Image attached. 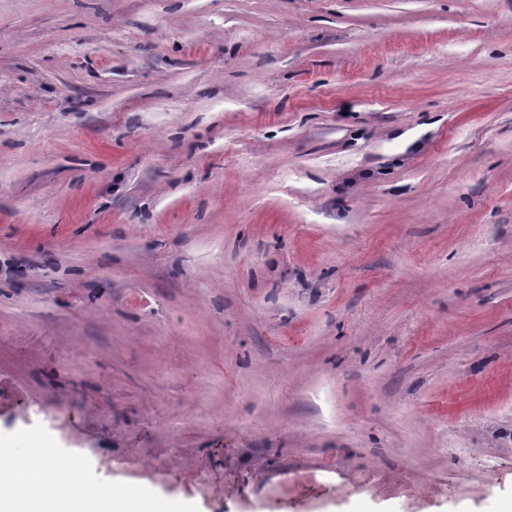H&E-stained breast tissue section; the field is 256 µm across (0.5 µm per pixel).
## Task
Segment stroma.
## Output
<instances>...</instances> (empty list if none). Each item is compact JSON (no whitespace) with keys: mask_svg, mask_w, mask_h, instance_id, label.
Wrapping results in <instances>:
<instances>
[{"mask_svg":"<svg viewBox=\"0 0 512 512\" xmlns=\"http://www.w3.org/2000/svg\"><path fill=\"white\" fill-rule=\"evenodd\" d=\"M184 512L512 501V0H0V438Z\"/></svg>","mask_w":512,"mask_h":512,"instance_id":"obj_1","label":"stroma"}]
</instances>
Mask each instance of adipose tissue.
<instances>
[{"label":"adipose tissue","instance_id":"ef3b65f1","mask_svg":"<svg viewBox=\"0 0 512 512\" xmlns=\"http://www.w3.org/2000/svg\"><path fill=\"white\" fill-rule=\"evenodd\" d=\"M7 464L0 466V512H20L21 500L34 483L56 488V495L40 499L35 512H164L138 488L96 489L79 496L71 491V468L57 464L50 451L27 437L14 439L0 449Z\"/></svg>","mask_w":512,"mask_h":512}]
</instances>
